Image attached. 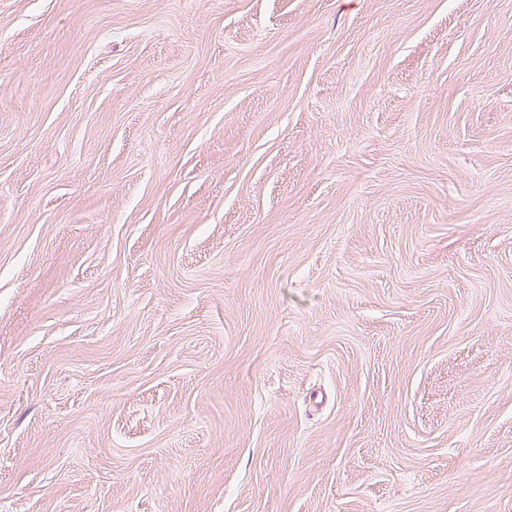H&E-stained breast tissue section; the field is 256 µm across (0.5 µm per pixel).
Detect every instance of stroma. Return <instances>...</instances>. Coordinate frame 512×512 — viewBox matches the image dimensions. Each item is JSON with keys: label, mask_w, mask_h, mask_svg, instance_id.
<instances>
[{"label": "stroma", "mask_w": 512, "mask_h": 512, "mask_svg": "<svg viewBox=\"0 0 512 512\" xmlns=\"http://www.w3.org/2000/svg\"><path fill=\"white\" fill-rule=\"evenodd\" d=\"M0 512H512V0H0Z\"/></svg>", "instance_id": "obj_1"}]
</instances>
